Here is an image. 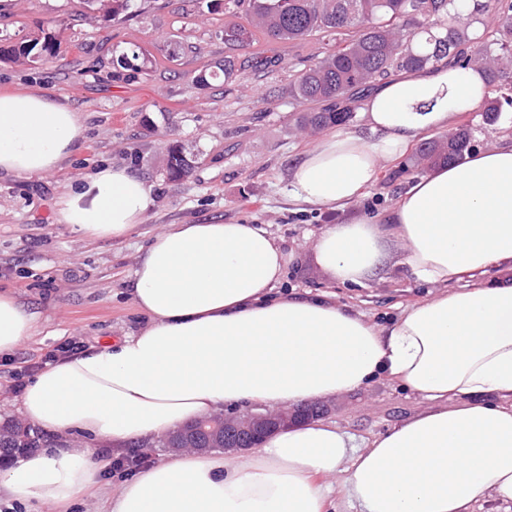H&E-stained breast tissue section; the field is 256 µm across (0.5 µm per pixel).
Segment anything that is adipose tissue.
Segmentation results:
<instances>
[{
	"label": "adipose tissue",
	"mask_w": 512,
	"mask_h": 512,
	"mask_svg": "<svg viewBox=\"0 0 512 512\" xmlns=\"http://www.w3.org/2000/svg\"><path fill=\"white\" fill-rule=\"evenodd\" d=\"M483 74L451 67L404 73L367 101L365 133L338 129L290 169L292 196L327 210L371 187L384 162L430 129L473 111ZM82 124L67 105L0 92V171L48 174L74 151ZM151 187L103 167L73 185L61 223L90 239L121 238L144 222ZM399 256H392L390 244ZM436 291L390 326L332 294L276 297L288 254L258 224H173L156 234L129 282L149 319L138 333L38 372L20 398L24 417L66 436L65 447L0 468V498L66 512L97 484L104 460L228 406L272 410L324 401L386 377L424 410L356 439L335 422L305 420L245 454L183 453L151 465L113 493L104 512H474L512 504V144L432 168L384 223L325 226L314 259L343 286L364 284L391 258ZM38 316L0 291V354L35 336Z\"/></svg>",
	"instance_id": "1"
}]
</instances>
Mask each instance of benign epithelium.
<instances>
[{
  "label": "benign epithelium",
  "instance_id": "obj_1",
  "mask_svg": "<svg viewBox=\"0 0 512 512\" xmlns=\"http://www.w3.org/2000/svg\"><path fill=\"white\" fill-rule=\"evenodd\" d=\"M298 417V407L285 406L276 411L226 415L222 425L208 418L206 424L213 436H224V447L231 448L243 439L251 443L262 435L286 429L297 423Z\"/></svg>",
  "mask_w": 512,
  "mask_h": 512
}]
</instances>
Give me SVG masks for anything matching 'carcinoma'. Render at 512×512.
Wrapping results in <instances>:
<instances>
[{
    "label": "carcinoma",
    "mask_w": 512,
    "mask_h": 512,
    "mask_svg": "<svg viewBox=\"0 0 512 512\" xmlns=\"http://www.w3.org/2000/svg\"><path fill=\"white\" fill-rule=\"evenodd\" d=\"M98 5L107 21L124 13L130 0H86ZM242 21L224 23V43L244 48L259 33L290 42L318 37L332 48L313 55L312 62L296 76L293 93L309 108L297 123L323 130L348 124L351 103L368 93L375 83L399 71L420 70L441 64L461 69L477 67L494 94L512 90V0H494L497 26L477 35L454 25V0H247ZM414 5L421 24L410 30L404 22L408 5ZM61 42L47 33L18 44L0 45V57L39 62L60 53ZM234 58L224 57L220 72L200 75V81L237 76ZM471 152V131L461 125L452 132L423 142L418 163L425 169L459 162ZM193 448L214 450L210 434L190 425L182 430ZM64 445L22 421L0 427V460L46 444Z\"/></svg>",
    "instance_id": "obj_1"
}]
</instances>
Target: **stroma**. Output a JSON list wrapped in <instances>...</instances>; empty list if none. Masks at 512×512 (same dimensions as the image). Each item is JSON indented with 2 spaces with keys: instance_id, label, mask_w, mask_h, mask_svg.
<instances>
[{
  "instance_id": "1",
  "label": "stroma",
  "mask_w": 512,
  "mask_h": 512,
  "mask_svg": "<svg viewBox=\"0 0 512 512\" xmlns=\"http://www.w3.org/2000/svg\"><path fill=\"white\" fill-rule=\"evenodd\" d=\"M236 11L231 0H130L127 12L106 22L82 0H0V45L45 32L62 40L59 55L44 63L0 58V87L41 90L78 112L83 125L74 154L55 171L0 174V289L13 290L40 322L38 336L0 356V426L22 417L27 365L70 341L86 351L145 326L127 286L142 250L173 224L264 225L289 254L280 290L335 294L379 325L434 293L396 264L361 286L334 284L320 271L314 244L324 226L382 220L421 172L409 154L384 163L377 182L336 212L293 199L289 170L314 139L296 125L302 106L292 85L321 46L260 36L239 50L244 65L235 80L200 83L223 65L224 23ZM132 50L143 69L118 65ZM453 123L470 128L477 150L512 141L508 105L494 120L478 109ZM173 141L196 156L191 174L177 182L165 173ZM104 162L152 185L154 203L126 237L91 240L59 222L58 204ZM329 406L328 420L365 438L424 408L386 378Z\"/></svg>"
}]
</instances>
